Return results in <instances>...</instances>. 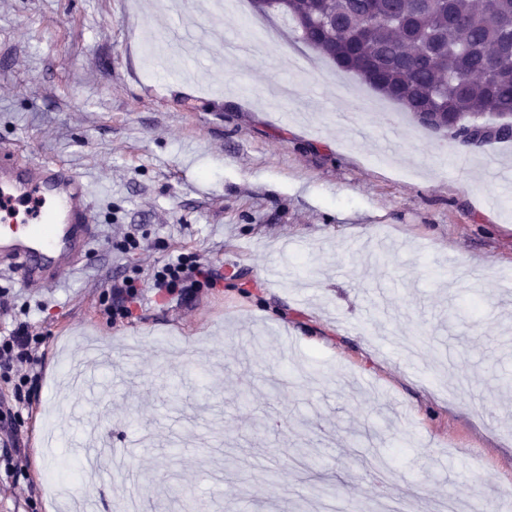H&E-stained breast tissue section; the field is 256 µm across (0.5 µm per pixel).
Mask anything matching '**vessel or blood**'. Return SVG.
<instances>
[{
	"label": "vessel or blood",
	"instance_id": "obj_1",
	"mask_svg": "<svg viewBox=\"0 0 512 512\" xmlns=\"http://www.w3.org/2000/svg\"><path fill=\"white\" fill-rule=\"evenodd\" d=\"M20 146L0 145V207L24 206L26 221L0 225V269L45 288L60 270L77 271L97 237L87 183L64 165L20 162ZM50 201L42 209L41 201Z\"/></svg>",
	"mask_w": 512,
	"mask_h": 512
}]
</instances>
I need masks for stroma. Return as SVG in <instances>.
<instances>
[{
	"label": "stroma",
	"mask_w": 512,
	"mask_h": 512,
	"mask_svg": "<svg viewBox=\"0 0 512 512\" xmlns=\"http://www.w3.org/2000/svg\"><path fill=\"white\" fill-rule=\"evenodd\" d=\"M204 2L0 0V142L84 176L99 232L53 287L0 271V336L43 338L29 410L0 414V496L68 512L91 424L127 461L100 512L133 476L147 512H506L512 186L329 59L292 71L294 31L160 68L170 10L248 26ZM181 254L216 284L111 320L112 278ZM90 339L112 372L77 419L64 362Z\"/></svg>",
	"instance_id": "35a3bbf8"
}]
</instances>
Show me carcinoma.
I'll return each mask as SVG.
<instances>
[{"label": "carcinoma", "mask_w": 512, "mask_h": 512, "mask_svg": "<svg viewBox=\"0 0 512 512\" xmlns=\"http://www.w3.org/2000/svg\"><path fill=\"white\" fill-rule=\"evenodd\" d=\"M378 13L366 0H288L283 10L317 21L306 40L317 53L330 43L332 61L361 75L374 71L375 91L417 115L446 112L464 121L473 115L512 114V71L503 58L504 32L497 16L512 15V0H380ZM465 56L475 78L458 72Z\"/></svg>", "instance_id": "obj_1"}]
</instances>
